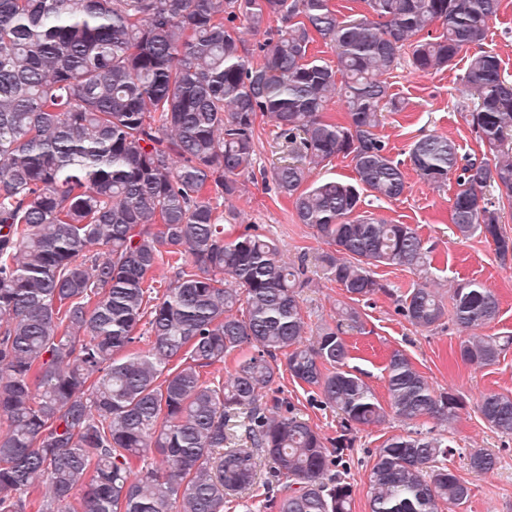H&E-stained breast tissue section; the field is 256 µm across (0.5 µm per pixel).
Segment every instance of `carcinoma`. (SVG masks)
Returning a JSON list of instances; mask_svg holds the SVG:
<instances>
[{"instance_id": "obj_1", "label": "carcinoma", "mask_w": 512, "mask_h": 512, "mask_svg": "<svg viewBox=\"0 0 512 512\" xmlns=\"http://www.w3.org/2000/svg\"><path fill=\"white\" fill-rule=\"evenodd\" d=\"M365 4L367 13L343 19L330 0H0V512H28L43 485L36 512H224L255 482L259 453L275 466L266 482L275 512H349L339 450L386 410L346 369L341 325L305 340V269L281 262L260 234L226 237L212 204L236 198L253 170L258 117L273 118L288 151L272 183L297 223L334 247L319 261L357 328L354 303L386 291L373 268L426 272L433 261L411 225L362 212L363 194L393 200L406 189L376 132L396 107L383 76L404 55L427 73L466 54L460 93L493 159L461 166L439 134L414 142L409 157L430 185L456 175L460 237L477 233L512 258V235L486 198L492 188L512 204V80L482 49L500 0ZM246 32L264 35L256 57ZM318 38L336 64L313 53ZM334 97L342 122L325 115ZM338 155L350 158L355 182L308 183ZM93 245L102 252L88 254ZM163 266L174 276L151 305L145 284ZM451 300L468 333L460 359L495 363L503 344L476 331L496 319L497 295L468 280ZM400 311L422 329L446 315L426 281ZM246 345L253 352L228 378L204 379ZM280 355L341 414L336 441L326 444L288 402L264 401ZM384 371L397 418L458 416L460 398L436 393L404 351ZM477 409L512 436L511 395L487 393ZM446 454L434 437L388 438L371 469L370 512L463 504L466 482L436 466ZM496 464L483 450L469 455L475 473ZM283 477L297 487L282 489Z\"/></svg>"}]
</instances>
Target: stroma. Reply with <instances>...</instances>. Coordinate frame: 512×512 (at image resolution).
<instances>
[{
  "label": "stroma",
  "mask_w": 512,
  "mask_h": 512,
  "mask_svg": "<svg viewBox=\"0 0 512 512\" xmlns=\"http://www.w3.org/2000/svg\"><path fill=\"white\" fill-rule=\"evenodd\" d=\"M484 47L498 55L506 76L512 79V0H501ZM466 67L463 56L448 68L429 73L414 72L403 62L388 76L389 92L399 108L386 113L378 133L390 155L401 162L407 188L392 201L365 197L362 208L389 223L411 225L424 240L434 244L430 285L442 297H449L451 289L463 279L491 288L499 299V314L482 333L506 339L507 345L493 365L478 368L462 362L456 356L460 332L451 318H444L440 326L428 331L414 328L397 313L398 297L409 292L418 280L417 274L396 266L376 268V278L388 285L390 292L359 303L364 327L345 334L349 370L362 376L380 403H387L383 368L388 354L401 349L436 391L455 394L462 407L451 424L430 417L408 424L391 418L353 434L352 446L343 454L344 477L352 486L351 512H370L369 473L377 449L388 437L410 430L442 438L448 444L450 452L440 464L470 488L468 499L455 512H512V436L495 432L477 410L484 394L512 395V264L502 263L493 246L480 235L457 237L451 222L455 180L439 187L429 185L419 178L409 159L412 143L434 132L452 140L459 154L483 155L484 149L466 120L458 92ZM241 183L242 192L233 203L220 199L215 202L218 212L225 214L230 208L235 211L234 218L224 221L225 234L232 237L245 228H257L274 241L283 261L305 266L310 283L302 292V313L308 328L336 325L345 294L327 278L318 261L320 254L328 251V244L307 226L296 223L289 199L262 179L245 177ZM274 388L277 396L286 399L294 412L316 427L323 438L339 436L340 414L313 400L310 389L295 381L288 370H281ZM479 448L496 457L492 472L478 474L470 469L469 455Z\"/></svg>",
  "instance_id": "stroma-1"
}]
</instances>
